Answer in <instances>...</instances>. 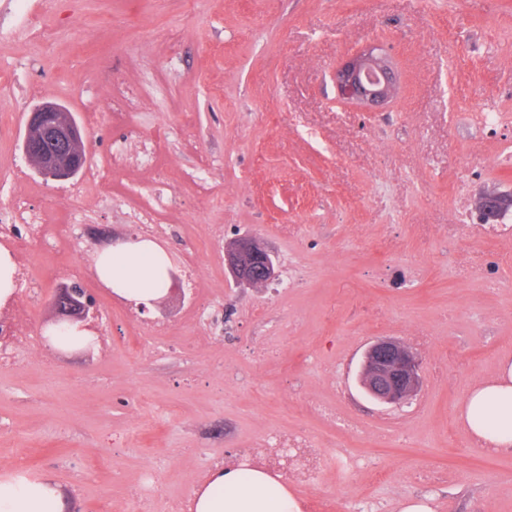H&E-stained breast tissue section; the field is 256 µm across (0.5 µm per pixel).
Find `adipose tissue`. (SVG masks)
I'll return each mask as SVG.
<instances>
[{
    "instance_id": "1",
    "label": "adipose tissue",
    "mask_w": 512,
    "mask_h": 512,
    "mask_svg": "<svg viewBox=\"0 0 512 512\" xmlns=\"http://www.w3.org/2000/svg\"><path fill=\"white\" fill-rule=\"evenodd\" d=\"M169 256L150 239L106 248L96 273L107 288L134 304H151L166 292ZM465 430L487 450L512 447V358L471 388L457 413ZM63 488L46 477L12 469L0 472V512H65ZM190 512H301L278 476L261 468L215 465L191 498Z\"/></svg>"
}]
</instances>
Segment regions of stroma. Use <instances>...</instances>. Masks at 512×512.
Here are the masks:
<instances>
[{
  "label": "stroma",
  "mask_w": 512,
  "mask_h": 512,
  "mask_svg": "<svg viewBox=\"0 0 512 512\" xmlns=\"http://www.w3.org/2000/svg\"><path fill=\"white\" fill-rule=\"evenodd\" d=\"M0 0V235L11 197L49 224L79 211L76 240L32 242L1 313L27 312L31 343L0 363V470L63 486L68 512H129L146 470L169 512L260 433L303 432L325 449L318 512H512V452L473 445L456 421L471 386L512 355V236L475 231L474 205L512 191V0ZM392 57L400 90L363 110L340 101L336 66L359 48ZM134 92L139 138L111 119ZM55 100L89 111V163L49 183L23 152L27 114ZM498 123L486 125L484 113ZM153 142L161 176L135 164ZM126 165L107 171L114 152ZM95 191L76 199L74 187ZM471 205L469 224L451 212ZM152 237L174 270L198 257L200 289L132 313L95 276L93 243ZM253 235L279 278L236 286L224 249ZM78 282L102 314L86 350L50 346L51 297ZM170 326L155 338L143 328ZM411 344L422 388L400 408L357 381L377 338ZM273 341L278 356L248 355ZM356 424L345 435L307 399Z\"/></svg>",
  "instance_id": "stroma-1"
}]
</instances>
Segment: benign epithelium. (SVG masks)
<instances>
[{"instance_id":"1","label":"benign epithelium","mask_w":512,"mask_h":512,"mask_svg":"<svg viewBox=\"0 0 512 512\" xmlns=\"http://www.w3.org/2000/svg\"><path fill=\"white\" fill-rule=\"evenodd\" d=\"M333 80L343 99L366 109L388 104L399 87L392 60L373 45L338 65ZM23 150L41 177L67 181L87 164V133L55 102L44 101L29 113ZM477 207L484 217L497 219L512 209V194L487 193L479 198ZM224 266L237 283L251 288L278 278L270 251L249 236L238 238L225 249ZM52 304L55 325L79 323L97 330L102 323V314L77 283L56 288ZM420 369V358L412 348L390 338H380L363 352L360 386L376 402L400 407L418 395L422 383Z\"/></svg>"}]
</instances>
